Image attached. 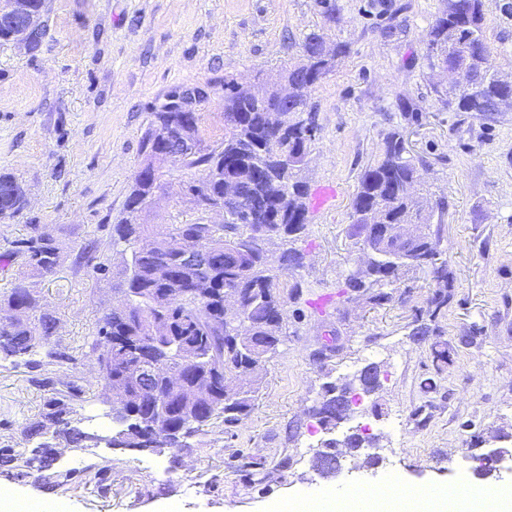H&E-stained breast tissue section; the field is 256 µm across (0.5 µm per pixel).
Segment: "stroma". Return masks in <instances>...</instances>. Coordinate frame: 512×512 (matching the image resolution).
I'll return each instance as SVG.
<instances>
[{
  "label": "stroma",
  "mask_w": 512,
  "mask_h": 512,
  "mask_svg": "<svg viewBox=\"0 0 512 512\" xmlns=\"http://www.w3.org/2000/svg\"><path fill=\"white\" fill-rule=\"evenodd\" d=\"M338 3L339 37L350 50L309 95L320 128L303 173L311 189L329 184L338 196L331 207L310 208L295 243L304 259L288 279L301 287L285 299L287 336L252 409L235 423L206 426L180 468L166 454L64 450L54 471L111 461L104 495L91 485L55 488L44 476L13 482L1 467L0 484L56 512H269L296 497H341L382 483L512 492V456L496 476H478L474 462L495 431L512 434V112H453L433 93L426 36L444 0ZM42 20L39 51L0 46V171L12 173L30 200L0 221V295L22 269L17 241L30 225L52 227L61 262L36 290L57 318L54 341L70 360L41 369L0 361V448L25 447L23 427L52 393L69 387L81 388L83 415L110 411L87 340L117 295L85 249L96 244L109 267L122 262L112 226L155 107L175 88L205 87L201 126L208 143L219 144L225 79L277 75L298 60L303 37L325 25L319 0H46ZM485 29L492 65L512 76V0H486ZM393 127L448 200L441 248L455 295L438 320L449 353L443 373L429 341L413 335L433 291L430 274H413L410 288L394 289L381 305L345 286L359 257L349 236L352 199ZM210 220L175 193L144 218ZM473 330L477 338L464 343ZM372 362L383 372L379 389L334 435L366 427L380 438L381 463L321 477L311 460L326 435L312 408L324 383L353 378ZM47 376L54 388L40 386Z\"/></svg>",
  "instance_id": "obj_1"
}]
</instances>
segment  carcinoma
I'll return each mask as SVG.
<instances>
[{"label": "carcinoma", "instance_id": "carcinoma-1", "mask_svg": "<svg viewBox=\"0 0 512 512\" xmlns=\"http://www.w3.org/2000/svg\"><path fill=\"white\" fill-rule=\"evenodd\" d=\"M485 0H446L435 17L427 44L436 50L428 55L429 66L440 60L456 75L453 93L433 86V92L453 112H512V89L503 85L489 71L490 52L484 34ZM330 35L318 30L302 41L298 62L281 70L293 86L294 95L283 108L287 120L274 125L268 114L239 89L233 79H224V141L216 147L205 144L200 115L185 113L198 149L185 162L197 168L200 176L183 182L178 189L196 188L212 204H224L228 220L222 224H171L165 238L154 234L152 225L143 223L157 197L171 185L157 176L145 183L134 175L126 198L123 216L112 225V245L124 246L135 255L134 265L126 263L111 270L98 263L102 274H112V290L127 291L133 306L127 311L103 312L96 335L89 342V353L99 360L96 382L109 397L124 381L129 366H138L142 358L168 354L171 371L189 384L211 381L209 399L186 406L179 398L169 402L167 425L179 434L183 427L203 430L210 420L224 415L233 423L251 410L261 381L246 383L239 377L253 355L272 357L287 335L282 311L284 293H294L300 284L282 278L285 270L302 265L303 254L287 248L279 256L268 253L262 243L274 238L296 241L306 230L308 187L302 172L314 136L296 121L298 114L315 113L304 99V92L319 83L322 72L330 73L339 58L348 52V44L336 39L334 51L323 52ZM419 174L417 160L405 147L402 132L393 128L385 133L383 146L375 162L360 175L352 201L350 237L361 252L362 271L373 277L369 283L351 279L353 288L377 304L391 299L388 288L401 280L407 268L395 261L399 248L395 240L375 241L374 253L366 250L368 224H421L424 242L413 251L431 257L430 274L435 290L427 300L430 321L448 311L454 297V278L448 261L439 258L440 229H432L435 213H443L445 197L426 210L418 198L408 192V185ZM234 180L240 201L224 200V181ZM23 192L17 178L0 173V220L10 219L24 209ZM27 238L18 243L16 253L24 257L27 272L21 274L4 295L3 303L23 311L17 319L0 323V360L23 361L43 365L34 359L46 350L48 363H61L69 356L59 348L46 349L56 330L57 320L34 289L31 278H45L55 273L60 261L59 237L42 231L39 224L29 225ZM190 241L206 245L204 267L184 271L180 260L182 244ZM240 290L242 313L237 325L227 326L224 317V289ZM163 328L150 336L143 322ZM360 374L357 381L331 382L322 399L313 408L321 429L330 431L351 416L336 414V399L361 387L372 394L380 387L378 370ZM81 390L71 389L63 397H50L40 419L23 430L25 441L48 451L52 443L46 435L61 437L66 444L82 448L86 440L82 424L87 417L77 413L74 400ZM149 413V404L139 406V415L122 426L125 435L115 437L120 447L141 443L140 417ZM376 438L352 433L342 440L330 439L327 450L317 453L314 464L330 455V448H370ZM0 463L10 464L8 474L17 481L31 476L32 458L13 448H0ZM112 466L91 464L82 469L56 473L57 485L93 483L98 491L110 490Z\"/></svg>", "mask_w": 512, "mask_h": 512}]
</instances>
